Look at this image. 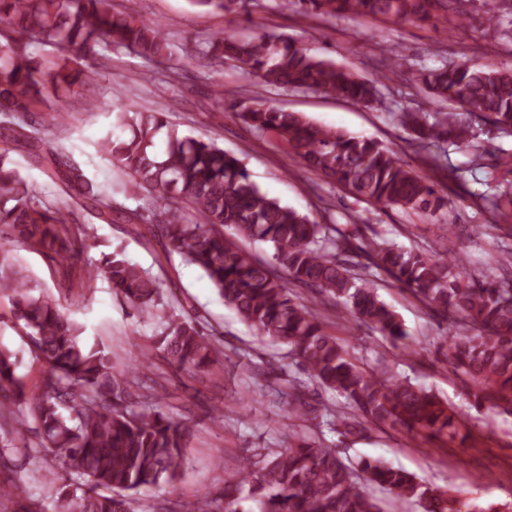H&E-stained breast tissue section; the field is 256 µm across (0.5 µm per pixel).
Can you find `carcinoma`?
<instances>
[{"mask_svg": "<svg viewBox=\"0 0 512 512\" xmlns=\"http://www.w3.org/2000/svg\"><path fill=\"white\" fill-rule=\"evenodd\" d=\"M255 0H190L199 8L249 10ZM476 0H279L321 20L367 16L458 28ZM0 112L15 118L0 135V236L28 248L52 253L64 264L83 247L90 224L134 219L169 253L197 266L224 305L265 341L289 347L296 364L321 387L345 399L346 411L322 416L304 398L305 384L288 387L292 416L321 419L329 431L357 438L367 425L389 424L430 436L457 429L458 413L427 388L395 376L381 377L359 366L349 351L324 330L317 313L288 284H300L341 306L356 326L372 328L391 340L407 339L396 313L378 300L367 277L385 274L407 288L426 307L459 320L460 333L448 338V362L478 385L476 400L490 409L512 406V277H473L466 253L451 257L425 250L374 245L335 224H318L307 215L262 193L240 159L213 139L191 137L167 127L153 110L117 115L124 135L108 137L105 149L122 167L125 197L134 209L115 206L94 188L81 167L60 146L42 145L29 115L49 114L65 125L59 107L78 86L93 91L95 72L82 60L98 47H122L149 62L171 58L166 33L114 13L102 0H0ZM58 46L65 55L43 65L28 52L29 40ZM202 54L216 64L230 63L274 90L305 89L367 106L390 76L362 79L329 59L317 58L280 34L248 39L215 34ZM430 104L450 105L512 133V67L483 66L468 60L421 68L414 73ZM213 108L231 109L255 131L276 135L303 167L384 207L435 212L443 206L433 174L443 169L433 148L465 146L474 167H482L483 146L469 128L446 117L429 121L422 107L401 113L402 126L417 146L421 169L370 139L312 123L286 112L266 97L234 98ZM167 128L166 147L155 151L154 138ZM27 149L55 185L54 199L37 192L15 167L11 153ZM472 204L497 220L499 203L469 193ZM83 215L84 222L74 219ZM270 244L272 262H262L224 230ZM104 275L129 306L155 314L163 303L162 285L147 269L116 248L89 264L78 278L83 288ZM8 293L14 320L23 323L33 350L45 366L38 391L28 395L17 374V354L0 342V429L29 426L46 452L43 477L67 474L53 512H130V493L175 481L185 458L191 429L156 409L158 397L141 391L137 376L119 381L111 358L84 337V326L61 313L44 295L31 293L28 275L8 251L0 250V293ZM158 348L182 369L198 368L220 354L217 340L193 318L162 313ZM389 490L400 501H415L423 512H492L394 468L381 458L345 461L340 452L313 439L286 448H256L224 479L220 505L207 497L189 512H245L242 491L249 487L254 512H379L359 482ZM12 483L0 479V512H37V505L14 508Z\"/></svg>", "mask_w": 512, "mask_h": 512, "instance_id": "cac0c4a2", "label": "carcinoma"}]
</instances>
